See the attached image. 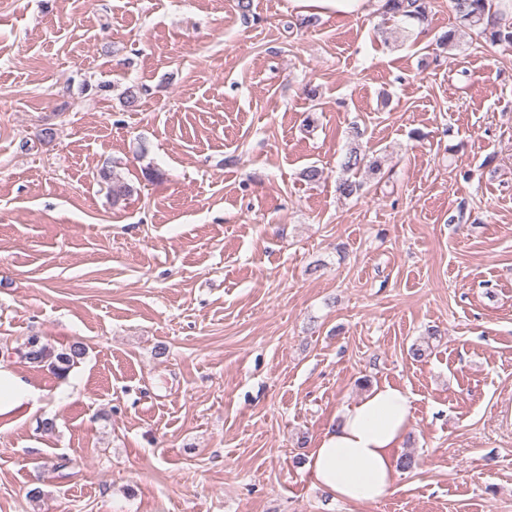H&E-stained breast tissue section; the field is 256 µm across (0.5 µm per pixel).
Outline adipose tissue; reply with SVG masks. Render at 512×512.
I'll list each match as a JSON object with an SVG mask.
<instances>
[{"label": "adipose tissue", "mask_w": 512, "mask_h": 512, "mask_svg": "<svg viewBox=\"0 0 512 512\" xmlns=\"http://www.w3.org/2000/svg\"><path fill=\"white\" fill-rule=\"evenodd\" d=\"M45 392L15 370L0 365V419L25 421L44 405ZM412 396L387 383L373 385L345 407L306 456L312 487L348 503H376L399 476L395 451L411 428Z\"/></svg>", "instance_id": "1"}]
</instances>
